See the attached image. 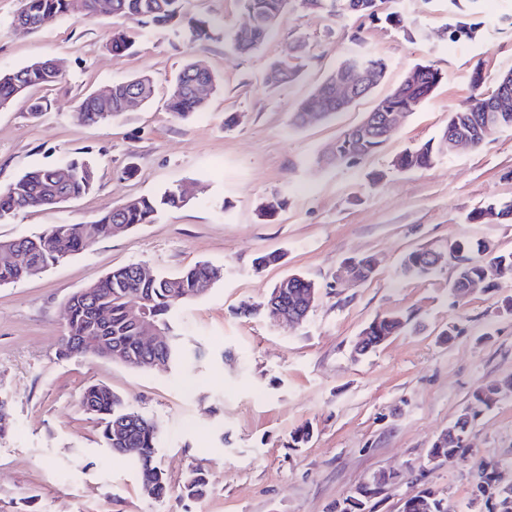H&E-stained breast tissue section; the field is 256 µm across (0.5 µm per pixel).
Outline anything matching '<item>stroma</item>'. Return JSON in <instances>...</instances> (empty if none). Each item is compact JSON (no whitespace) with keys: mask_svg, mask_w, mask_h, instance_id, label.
<instances>
[{"mask_svg":"<svg viewBox=\"0 0 512 512\" xmlns=\"http://www.w3.org/2000/svg\"><path fill=\"white\" fill-rule=\"evenodd\" d=\"M20 6L0 0V72L48 56L62 76L31 90L48 104L40 116L22 100L0 109V188L79 157L95 162L97 182L86 196L0 222V240L85 224L107 207L178 184L193 195L155 223L0 287V397L10 419L0 437V512H329L382 470L400 479L374 512H398L402 498L421 487L442 492L454 512H487L473 500L470 463L431 464L427 453L476 390L512 376V314L500 309L512 280L478 285L460 299L448 264L425 277L404 276L401 264L413 250L444 253L463 239L512 251V220L468 219L482 204L512 201V129L426 168L399 172L392 162L438 137L449 112L471 95L475 69L485 72L488 90L512 70V0H380L374 19L297 7L249 56L226 38L247 22L238 0H185L187 16L220 22L208 39H191L185 29L139 30L121 54L109 46L119 19L63 17L26 33L13 24ZM392 14L399 23L389 22ZM457 18L475 24L471 37H451L448 25ZM299 51L300 77L287 87L268 84L269 63ZM365 52L385 59L382 84L330 120L293 126L314 86ZM196 59L220 83L203 112L174 119L166 110L173 81ZM417 63L440 70L434 92L373 154L330 161L342 133ZM141 74L153 80L149 101L106 123L76 120L85 94ZM374 172L384 175L376 186ZM275 196L285 205L266 216L262 205ZM271 252L282 261L256 267L257 257ZM361 256L374 259L375 277L338 282L341 263ZM199 262L223 276L170 314L186 350L181 364L139 369L59 357L72 295L130 263L175 273ZM292 273L313 280L319 293L306 321L279 325L262 306ZM245 304L254 314L239 315ZM392 312L410 317L412 328L352 358L363 327ZM449 328L454 335L443 340ZM91 383L108 385L160 427L153 463L168 477L169 498H148L139 466L106 447L80 407ZM307 423L311 441L287 447L289 433ZM469 444L477 458L501 462L502 479L512 481V395L475 420ZM196 471L208 479L207 494L182 497Z\"/></svg>","mask_w":512,"mask_h":512,"instance_id":"1","label":"stroma"}]
</instances>
